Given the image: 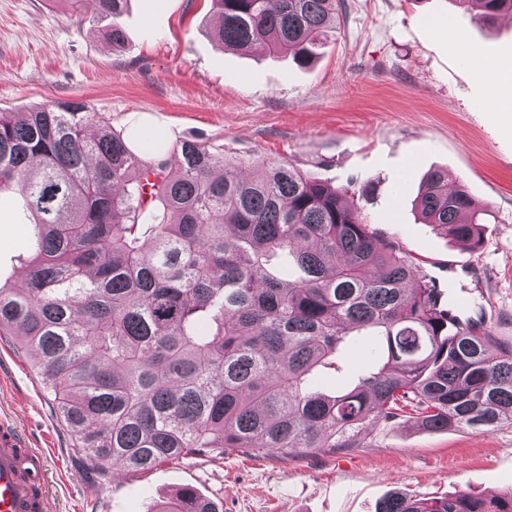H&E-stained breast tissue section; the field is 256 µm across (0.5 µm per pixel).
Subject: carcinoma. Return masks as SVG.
Returning <instances> with one entry per match:
<instances>
[{"instance_id": "obj_1", "label": "carcinoma", "mask_w": 512, "mask_h": 512, "mask_svg": "<svg viewBox=\"0 0 512 512\" xmlns=\"http://www.w3.org/2000/svg\"><path fill=\"white\" fill-rule=\"evenodd\" d=\"M211 0L227 49L312 64L340 0ZM490 25L512 0H465ZM127 0H82L112 24ZM33 223L20 288L0 284V336H19L87 472L142 474L241 450L359 448L409 409L429 431L512 425V346L462 318L436 281L381 239L348 190L285 163L230 160L199 141L155 151L60 101L0 113V190ZM424 223L471 248L484 209L448 172L429 173ZM377 338L378 363L349 390L312 388L345 336ZM156 512H220L177 492ZM377 512H512V488L415 499Z\"/></svg>"}]
</instances>
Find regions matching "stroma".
<instances>
[{
	"mask_svg": "<svg viewBox=\"0 0 512 512\" xmlns=\"http://www.w3.org/2000/svg\"><path fill=\"white\" fill-rule=\"evenodd\" d=\"M122 48L103 22L63 0H0V112L85 103L113 130L167 146L192 138L227 158L293 165L347 189V200L426 275L482 312L512 346V23L477 22L461 0H344L316 62L221 49L208 0H129ZM447 169L487 212L467 249L416 208L426 174ZM23 203L0 194V280L21 283ZM371 340L347 337L324 392L357 382ZM48 461L55 512H155L192 486L224 512H375L415 498L512 488V425L428 431L411 414L378 422L363 447L303 456L240 452L86 474L33 359L0 336V416Z\"/></svg>",
	"mask_w": 512,
	"mask_h": 512,
	"instance_id": "stroma-1",
	"label": "stroma"
}]
</instances>
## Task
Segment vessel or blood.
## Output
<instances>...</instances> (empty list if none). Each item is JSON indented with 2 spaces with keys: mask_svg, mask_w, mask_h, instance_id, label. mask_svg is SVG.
Wrapping results in <instances>:
<instances>
[{
  "mask_svg": "<svg viewBox=\"0 0 512 512\" xmlns=\"http://www.w3.org/2000/svg\"><path fill=\"white\" fill-rule=\"evenodd\" d=\"M46 457L0 417V512H48Z\"/></svg>",
  "mask_w": 512,
  "mask_h": 512,
  "instance_id": "obj_1",
  "label": "vessel or blood"
}]
</instances>
